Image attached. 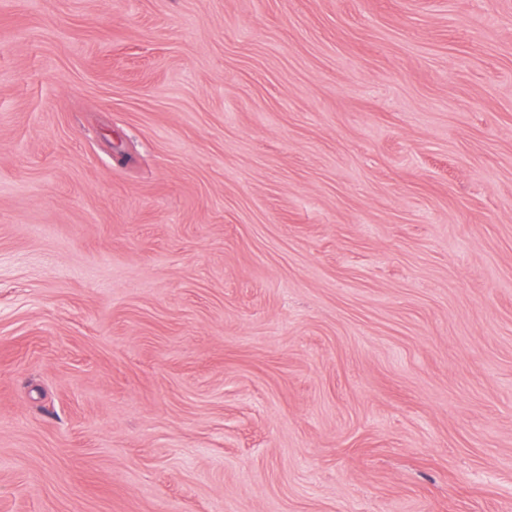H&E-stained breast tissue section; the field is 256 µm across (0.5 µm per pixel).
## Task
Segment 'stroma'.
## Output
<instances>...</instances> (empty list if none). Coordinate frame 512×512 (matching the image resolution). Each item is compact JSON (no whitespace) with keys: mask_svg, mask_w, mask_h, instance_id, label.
Segmentation results:
<instances>
[{"mask_svg":"<svg viewBox=\"0 0 512 512\" xmlns=\"http://www.w3.org/2000/svg\"><path fill=\"white\" fill-rule=\"evenodd\" d=\"M0 512H512V0H0Z\"/></svg>","mask_w":512,"mask_h":512,"instance_id":"1","label":"stroma"}]
</instances>
